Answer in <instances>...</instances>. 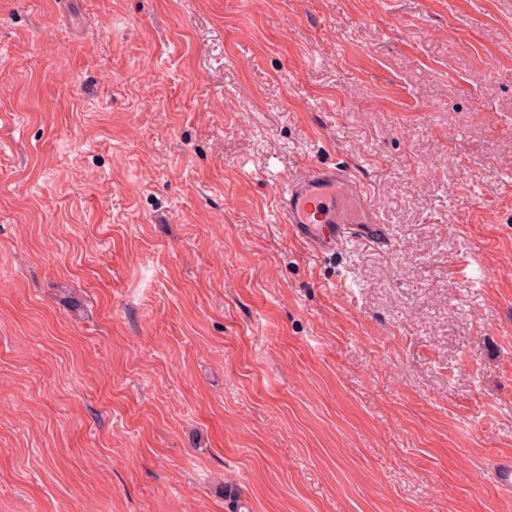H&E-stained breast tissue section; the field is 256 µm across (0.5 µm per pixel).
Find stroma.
Segmentation results:
<instances>
[{"instance_id": "1", "label": "stroma", "mask_w": 512, "mask_h": 512, "mask_svg": "<svg viewBox=\"0 0 512 512\" xmlns=\"http://www.w3.org/2000/svg\"><path fill=\"white\" fill-rule=\"evenodd\" d=\"M511 183L512 0H0V512H512ZM278 218L315 257L334 253L358 236L382 242L383 231L367 188L347 165L296 169L278 195Z\"/></svg>"}]
</instances>
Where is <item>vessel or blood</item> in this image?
Here are the masks:
<instances>
[{
	"mask_svg": "<svg viewBox=\"0 0 512 512\" xmlns=\"http://www.w3.org/2000/svg\"><path fill=\"white\" fill-rule=\"evenodd\" d=\"M278 218L313 256L334 253L353 236L382 241L367 188L346 165L309 164L278 195Z\"/></svg>",
	"mask_w": 512,
	"mask_h": 512,
	"instance_id": "vessel-or-blood-1",
	"label": "vessel or blood"
}]
</instances>
